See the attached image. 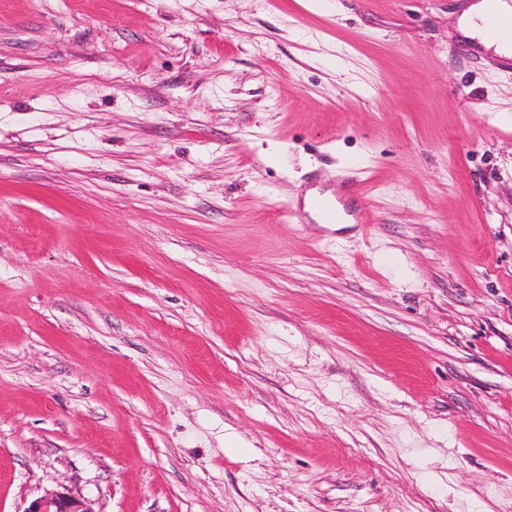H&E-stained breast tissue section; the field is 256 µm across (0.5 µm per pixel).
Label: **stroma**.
<instances>
[{
  "label": "stroma",
  "instance_id": "obj_1",
  "mask_svg": "<svg viewBox=\"0 0 512 512\" xmlns=\"http://www.w3.org/2000/svg\"><path fill=\"white\" fill-rule=\"evenodd\" d=\"M333 2L0 0V512H512V64ZM25 512H94L88 500L63 488L32 500Z\"/></svg>",
  "mask_w": 512,
  "mask_h": 512
}]
</instances>
